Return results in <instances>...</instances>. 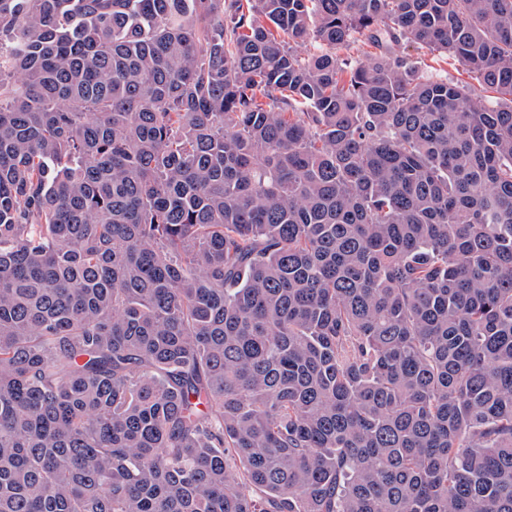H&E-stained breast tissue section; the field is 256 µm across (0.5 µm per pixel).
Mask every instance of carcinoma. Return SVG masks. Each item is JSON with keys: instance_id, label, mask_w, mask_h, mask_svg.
Segmentation results:
<instances>
[{"instance_id": "cac0c4a2", "label": "carcinoma", "mask_w": 512, "mask_h": 512, "mask_svg": "<svg viewBox=\"0 0 512 512\" xmlns=\"http://www.w3.org/2000/svg\"><path fill=\"white\" fill-rule=\"evenodd\" d=\"M0 512H512V0H0ZM396 50H399L401 52L402 51L409 52L412 55H414L415 57H420L421 60H423V62L425 64H427L431 67L430 70H432L433 72H437L441 75H446V73H448L449 78H452L455 80L461 79L463 81H467V82L471 83L477 90V95H478L477 99L478 100L486 101L489 99L486 97L488 94L484 93V91L481 90L480 86L477 84L476 81H474L468 77V74L463 70V68L460 65H458V64L450 65V64H448V61L444 60L442 57L430 54L429 52H426L424 50L417 52L411 47L404 49V46H402L400 48H396Z\"/></svg>"}]
</instances>
